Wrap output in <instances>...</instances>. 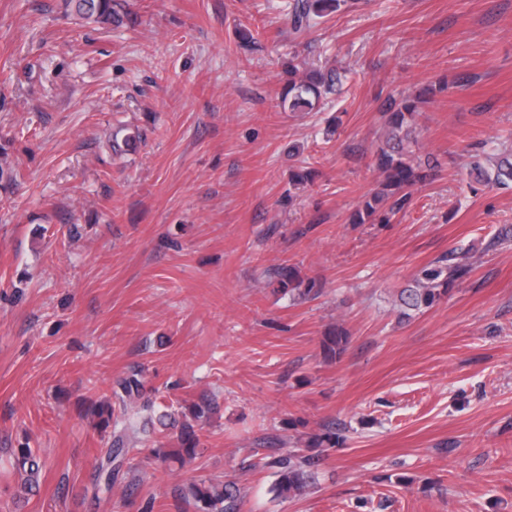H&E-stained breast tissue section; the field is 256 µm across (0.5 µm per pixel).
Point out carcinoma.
Segmentation results:
<instances>
[{"label": "carcinoma", "instance_id": "obj_1", "mask_svg": "<svg viewBox=\"0 0 512 512\" xmlns=\"http://www.w3.org/2000/svg\"><path fill=\"white\" fill-rule=\"evenodd\" d=\"M115 0H65L66 10L81 20L101 26H110L121 21L114 8ZM344 0H290L288 15L291 32L299 37L311 27L319 24L341 9ZM286 86L279 97V107L288 112H310L329 94L338 91L341 85L340 74L334 69H317L304 62L297 64L289 59L283 64ZM426 103L423 95L414 98L397 99L388 96L384 103L387 116V133L384 146L377 151V165L383 175L380 190L363 198L351 215L354 224H387L390 218L409 204L413 190L423 185L440 167L439 159L431 154L417 155L411 144L414 139V120L419 105ZM470 175L478 183L494 182L506 185L512 182V153L503 156L494 172H488L479 154L469 155ZM472 272V264L448 257L424 268L413 285L402 290L401 304L408 310L419 311L433 306L457 283L465 280ZM280 288L308 296L315 291V284L302 279L295 268L284 266L277 270ZM348 337L336 330L323 337L322 347L327 356L336 358L345 350ZM143 390L140 373L118 380L113 389L115 403L125 417L124 429L131 427L128 409L139 399ZM130 439L117 435L99 458L97 479L104 490L112 491V463L120 458L129 468L135 469L141 461L132 455ZM181 447L162 454L153 450V457H171L182 464L196 458L200 445L199 435L193 425H183L180 433ZM17 472L28 477L34 476L40 468L39 458L29 448H20L14 454ZM317 455L288 453L272 458L268 465L276 469L277 480L273 491L279 496H296L304 492L312 478L313 470L319 465ZM190 493L199 512H240L241 497L233 484H206L201 482L190 488Z\"/></svg>", "mask_w": 512, "mask_h": 512}]
</instances>
